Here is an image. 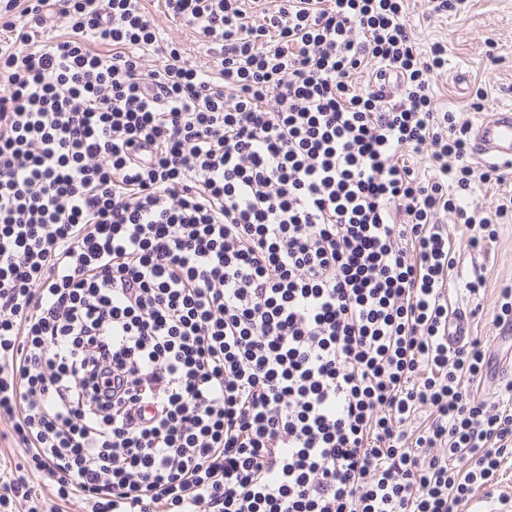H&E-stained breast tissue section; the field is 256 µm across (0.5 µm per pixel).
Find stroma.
<instances>
[{
	"mask_svg": "<svg viewBox=\"0 0 512 512\" xmlns=\"http://www.w3.org/2000/svg\"><path fill=\"white\" fill-rule=\"evenodd\" d=\"M144 5L154 15L162 41L180 43L192 60L208 69L216 67L217 60L204 43L164 16L160 0H144ZM424 12L423 0H412L409 23L417 42L448 43V70L438 85L441 106L452 109L462 105L477 82L486 84L489 90L486 111L512 105V0H470L465 13L432 21L426 19ZM469 235V230L461 225L451 235L458 265L450 277L448 304L453 308L466 307L464 284L475 276H484V310L472 321L471 332L488 341L495 360L492 376L473 384L472 392L476 398L490 399L495 392L496 374L512 371V357L507 354L512 344L500 339L495 322L499 290L512 283V223L498 225L496 239L479 255L468 250Z\"/></svg>",
	"mask_w": 512,
	"mask_h": 512,
	"instance_id": "1",
	"label": "stroma"
}]
</instances>
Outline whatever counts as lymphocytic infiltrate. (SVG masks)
Instances as JSON below:
<instances>
[{"mask_svg": "<svg viewBox=\"0 0 512 512\" xmlns=\"http://www.w3.org/2000/svg\"><path fill=\"white\" fill-rule=\"evenodd\" d=\"M162 3L217 71L141 0L0 7V502L462 512L512 459V380L476 400L445 339L442 216L480 252L512 214L469 205L512 177L472 163L486 89L438 106L409 0ZM161 0H144V5L154 16L159 27V33L162 41L161 46L173 40L182 44L188 51L189 57L200 65L208 69H217V59L212 52H208V47L202 42H198L194 34L183 28L178 22L166 18L162 13ZM22 464H26L24 453L13 438L12 425L0 418V486ZM30 484L43 504V510L52 508V512H83V505L78 500L62 502L55 498L50 481L42 474L30 476Z\"/></svg>", "mask_w": 512, "mask_h": 512, "instance_id": "f902f5d3", "label": "lymphocytic infiltrate"}]
</instances>
